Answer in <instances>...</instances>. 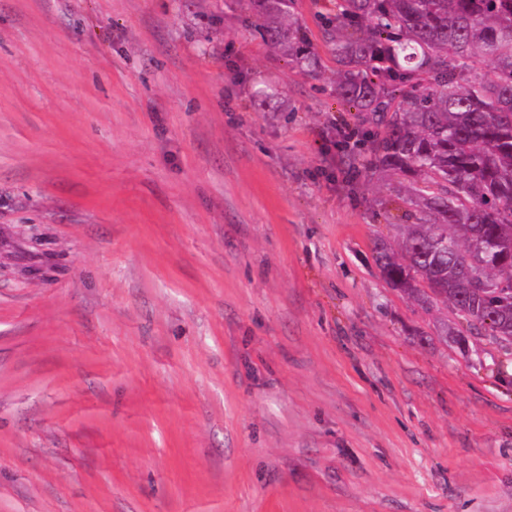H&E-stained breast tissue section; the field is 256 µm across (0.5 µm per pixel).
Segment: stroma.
Wrapping results in <instances>:
<instances>
[{
	"label": "stroma",
	"mask_w": 512,
	"mask_h": 512,
	"mask_svg": "<svg viewBox=\"0 0 512 512\" xmlns=\"http://www.w3.org/2000/svg\"><path fill=\"white\" fill-rule=\"evenodd\" d=\"M335 11L310 75L249 0H0V512H512V344L377 267Z\"/></svg>",
	"instance_id": "stroma-1"
}]
</instances>
